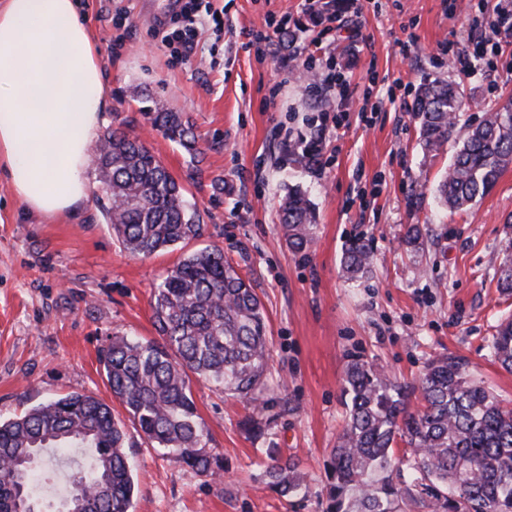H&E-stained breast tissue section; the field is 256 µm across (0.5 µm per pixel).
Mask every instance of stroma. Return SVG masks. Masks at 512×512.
<instances>
[{
    "mask_svg": "<svg viewBox=\"0 0 512 512\" xmlns=\"http://www.w3.org/2000/svg\"><path fill=\"white\" fill-rule=\"evenodd\" d=\"M496 0H334L346 24L332 52L314 39L323 7L304 0H230L221 35L205 32L189 57L160 49L151 30L168 0H80L77 11L99 54L110 106L105 129L139 140L186 189L199 211L200 239L149 258L127 253L102 217L107 198L87 169L90 196L76 213L31 211L0 175V417L69 393L111 404L126 422L135 475L129 512H336L330 464L348 414V363L361 359L414 382L439 354L466 358L471 374L512 407V373L489 344L512 317V296L497 286L512 240V166L462 211L442 209L434 189L452 145L425 158L413 91L426 80L459 84L467 106L458 133L512 100V46L499 49L497 74L449 66L444 44L477 42ZM130 26H115L119 12ZM288 15L275 48L248 46L269 15ZM320 85L302 94L305 65ZM339 75L356 94L340 104L326 79ZM188 118L197 155L154 129L148 108ZM339 128L320 130V117ZM305 192L316 210L313 242L293 253L280 230V201ZM419 225L416 246L404 237ZM370 240L364 276L347 280L348 241ZM215 246L261 299L270 339L269 408L250 432L249 403L193 379L197 412L219 457L220 478L197 473L147 445L114 404L99 353L113 334L156 338L151 302L168 269ZM296 459L305 486L294 497L273 488L268 449ZM85 451L44 455L34 480L59 500Z\"/></svg>",
    "mask_w": 512,
    "mask_h": 512,
    "instance_id": "obj_1",
    "label": "stroma"
}]
</instances>
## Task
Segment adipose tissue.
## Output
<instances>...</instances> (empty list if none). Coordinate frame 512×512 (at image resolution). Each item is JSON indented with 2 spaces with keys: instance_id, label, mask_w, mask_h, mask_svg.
Returning a JSON list of instances; mask_svg holds the SVG:
<instances>
[{
  "instance_id": "adipose-tissue-1",
  "label": "adipose tissue",
  "mask_w": 512,
  "mask_h": 512,
  "mask_svg": "<svg viewBox=\"0 0 512 512\" xmlns=\"http://www.w3.org/2000/svg\"><path fill=\"white\" fill-rule=\"evenodd\" d=\"M108 108L75 0H0V172L27 208L54 215L87 201Z\"/></svg>"
}]
</instances>
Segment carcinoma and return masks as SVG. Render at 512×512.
<instances>
[{"label": "carcinoma", "mask_w": 512, "mask_h": 512, "mask_svg": "<svg viewBox=\"0 0 512 512\" xmlns=\"http://www.w3.org/2000/svg\"><path fill=\"white\" fill-rule=\"evenodd\" d=\"M465 108L459 88L425 83L413 108L423 150L431 156L454 135ZM166 138L196 151L189 121L177 112H148ZM455 153L437 192L442 206L462 209L483 198L512 163V102L472 125L454 141ZM109 205L106 224L124 249L148 258L201 235L200 213L184 187L140 140L111 130L96 153ZM288 248L313 240L314 208L291 190L281 206ZM369 240L346 246L344 270L357 278L369 268ZM153 324L161 340L115 334L99 362L117 400L144 442L177 462L214 476L222 469L207 450L208 431L192 396L191 376L245 398L260 413L269 359L263 307L255 290L224 262L217 247L189 254L167 272L153 294ZM498 364L512 372V318L491 341ZM351 408L334 448L331 494L345 512H512V409L469 372L460 357L429 360L419 380L391 379L356 359L345 371ZM419 394L422 407L412 410ZM124 424L112 408L71 393L0 421V512H43L30 491L33 467L50 449L90 448L89 469L71 480L65 499L80 512H129L133 470ZM271 486L285 496L303 488L296 461L270 456Z\"/></svg>", "instance_id": "cac0c4a2"}]
</instances>
